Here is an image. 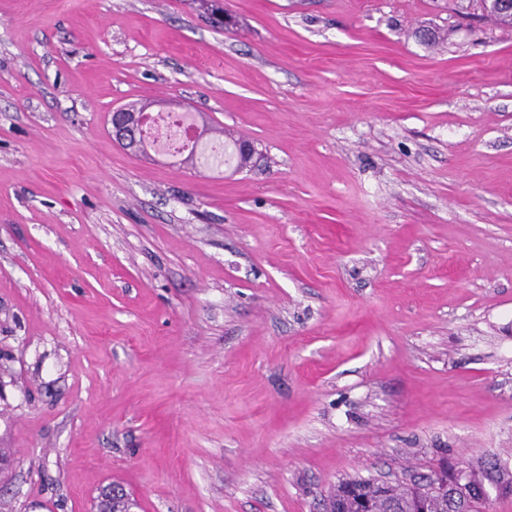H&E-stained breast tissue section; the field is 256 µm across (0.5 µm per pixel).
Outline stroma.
<instances>
[{"mask_svg":"<svg viewBox=\"0 0 512 512\" xmlns=\"http://www.w3.org/2000/svg\"><path fill=\"white\" fill-rule=\"evenodd\" d=\"M224 7L237 28L0 0V512L512 474V27L480 0ZM142 101L256 166L126 151L108 115Z\"/></svg>","mask_w":512,"mask_h":512,"instance_id":"35a3bbf8","label":"stroma"}]
</instances>
